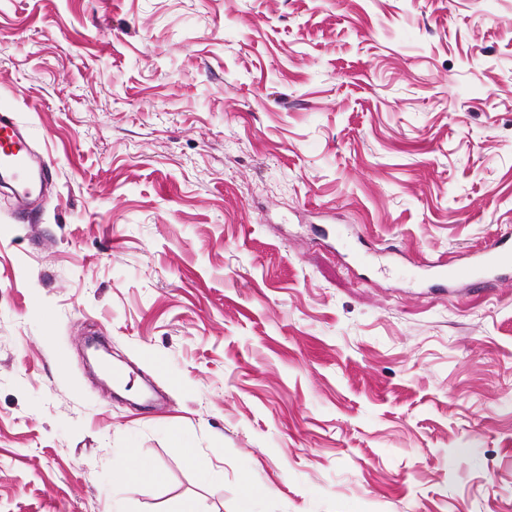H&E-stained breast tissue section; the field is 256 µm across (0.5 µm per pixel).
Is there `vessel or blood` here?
Masks as SVG:
<instances>
[{"mask_svg":"<svg viewBox=\"0 0 512 512\" xmlns=\"http://www.w3.org/2000/svg\"><path fill=\"white\" fill-rule=\"evenodd\" d=\"M49 164L33 149L25 127L13 109L0 105V186L9 189L15 211L27 210L37 184L48 181ZM437 287L467 281L478 286L498 278L501 269L512 266V234L507 233L485 242L474 252L468 264L453 265L443 258L429 262Z\"/></svg>","mask_w":512,"mask_h":512,"instance_id":"1","label":"vessel or blood"}]
</instances>
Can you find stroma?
<instances>
[{"label": "stroma", "instance_id": "35a3bbf8", "mask_svg": "<svg viewBox=\"0 0 512 512\" xmlns=\"http://www.w3.org/2000/svg\"><path fill=\"white\" fill-rule=\"evenodd\" d=\"M0 104V512H512V0H0ZM51 168L33 149L27 130L14 110L0 105V186L7 187L16 212L26 211L38 183L49 180ZM512 264V234H502L485 242L483 247L474 252L468 264L453 265L438 256L428 262V267L434 269L436 286L438 288L469 281L472 286L485 283L484 280L505 279L499 274L503 268Z\"/></svg>", "mask_w": 512, "mask_h": 512}]
</instances>
